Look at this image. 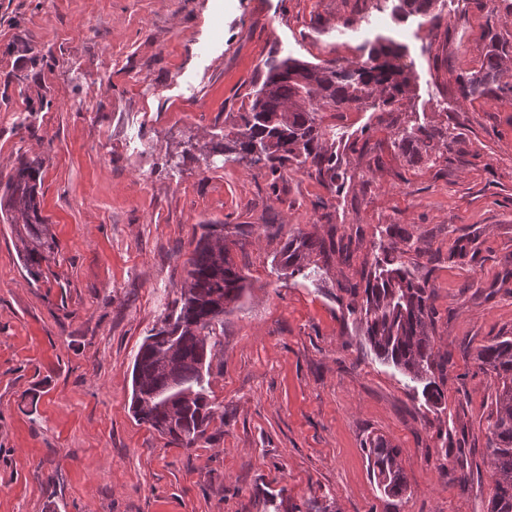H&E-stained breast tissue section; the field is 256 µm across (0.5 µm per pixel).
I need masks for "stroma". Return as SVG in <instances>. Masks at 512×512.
I'll return each instance as SVG.
<instances>
[{
  "label": "stroma",
  "instance_id": "35a3bbf8",
  "mask_svg": "<svg viewBox=\"0 0 512 512\" xmlns=\"http://www.w3.org/2000/svg\"><path fill=\"white\" fill-rule=\"evenodd\" d=\"M440 22L389 0H0V187L44 162L59 247L37 274L0 222V512H488L497 379L475 359L512 338V101L462 99L484 53L483 0H438ZM404 44L411 86L364 131L332 197L291 173L271 184L201 147L234 123L271 56L358 64L375 35ZM452 107L447 159L409 166L394 132ZM220 224L248 277L212 362L209 442L168 444L134 420L138 349L180 292L200 227ZM434 290L441 408L379 361L348 310L380 226ZM358 239L351 265L278 275L290 234ZM400 448L408 493L385 497L365 439Z\"/></svg>",
  "mask_w": 512,
  "mask_h": 512
}]
</instances>
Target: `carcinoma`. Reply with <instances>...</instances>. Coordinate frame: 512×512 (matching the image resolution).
I'll return each mask as SVG.
<instances>
[{
	"label": "carcinoma",
	"instance_id": "cac0c4a2",
	"mask_svg": "<svg viewBox=\"0 0 512 512\" xmlns=\"http://www.w3.org/2000/svg\"><path fill=\"white\" fill-rule=\"evenodd\" d=\"M391 2L398 17H430L436 4V0ZM488 36L480 69L459 75L458 91L465 100L493 96L511 101L512 85L500 84L499 75L504 59L512 54V41L491 25ZM403 50L392 38L378 35L369 43L366 61L355 66L335 60L269 58L260 87L247 95V111L215 134L210 154L264 168L275 182L302 167L330 193L342 194L347 181L344 157L362 153L364 147L357 138L344 142L341 152L328 144V131L336 126L324 124L322 107H329L333 118L352 104L368 105L376 112L394 111L410 87V78L393 63ZM457 129L456 123L416 122L398 130L392 146L413 165L434 163L453 150ZM42 169L40 159L19 157L0 195V212L20 241L19 253L31 272L58 248L37 201ZM202 229L180 297L160 326L150 330V343L140 346L132 369L134 417L180 448H195L209 439L207 431L215 416L209 395L214 338L224 334V318L215 309L222 304L224 311H230L246 288V278L226 250L224 237L216 234L212 224ZM403 242H410V236L398 224L379 233L374 259L361 272L365 285L359 323L375 355L424 383L426 402L437 406L443 392L432 381L436 365L433 290L427 277L398 260ZM353 245L350 236L325 240L300 230L288 237L274 257L275 267L284 275L306 278L312 255L326 260L335 255L347 264L356 252ZM167 355L177 372L174 378L160 364ZM477 360L499 382L495 412L488 423L487 452L495 475L489 512H512V339L482 346ZM365 452L377 487L388 497L403 498L408 486L399 449L376 435L368 438Z\"/></svg>",
	"mask_w": 512,
	"mask_h": 512
}]
</instances>
